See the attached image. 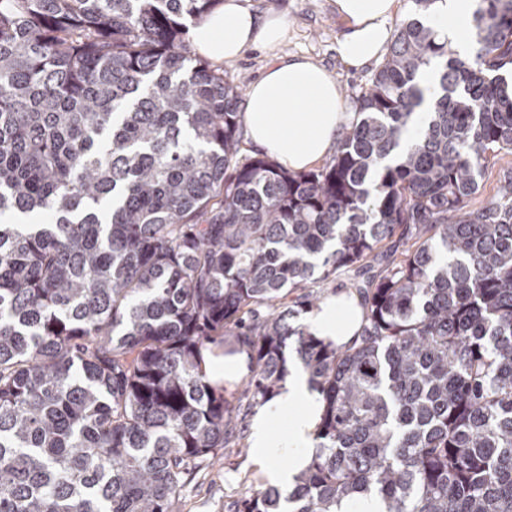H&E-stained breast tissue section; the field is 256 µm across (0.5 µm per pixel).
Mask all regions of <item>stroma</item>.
<instances>
[{"instance_id": "1", "label": "stroma", "mask_w": 512, "mask_h": 512, "mask_svg": "<svg viewBox=\"0 0 512 512\" xmlns=\"http://www.w3.org/2000/svg\"><path fill=\"white\" fill-rule=\"evenodd\" d=\"M247 5L258 13L283 14L287 32L273 48L251 47L237 60L219 62L225 79L241 83L247 91L271 62L306 57L336 76L347 111H355V96L368 87L376 67L370 64L357 70L339 60L336 46L347 24L337 14L334 0H247ZM263 486L252 452L228 448L214 465H202L187 476L180 510L237 512L239 502Z\"/></svg>"}]
</instances>
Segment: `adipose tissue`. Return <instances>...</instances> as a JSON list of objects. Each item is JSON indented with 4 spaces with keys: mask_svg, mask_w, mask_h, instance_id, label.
<instances>
[{
    "mask_svg": "<svg viewBox=\"0 0 512 512\" xmlns=\"http://www.w3.org/2000/svg\"><path fill=\"white\" fill-rule=\"evenodd\" d=\"M337 11L350 22V30L338 42L343 64L360 68L378 59L391 39L396 0H335ZM468 0H437L431 23L441 40L461 47L468 28ZM286 30L283 15H259L242 0H224L192 30L197 50L212 59L233 61L250 47H268L280 41ZM344 101L338 82L324 67L305 57H294L269 67L252 85L245 105L244 124L255 149L292 171L306 170L331 154L343 124ZM361 309L339 296L310 313L314 335L340 343L360 327ZM292 411L287 436L271 437V422ZM321 414L318 394L308 376L290 367L279 392L257 413L251 432L254 464L269 482L286 489L314 451L315 430ZM288 466H280V456Z\"/></svg>",
    "mask_w": 512,
    "mask_h": 512,
    "instance_id": "adipose-tissue-1",
    "label": "adipose tissue"
}]
</instances>
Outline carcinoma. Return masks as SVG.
I'll return each instance as SVG.
<instances>
[{
  "mask_svg": "<svg viewBox=\"0 0 512 512\" xmlns=\"http://www.w3.org/2000/svg\"><path fill=\"white\" fill-rule=\"evenodd\" d=\"M219 2L0 0V512H175L228 446L203 370L226 342L253 402L291 348L323 405L295 485L238 512H512V168L468 209L512 154V0H473L466 58L411 0L300 173L241 158L240 85L190 63ZM351 270L362 327L338 347L299 316ZM512 164V155L501 154L490 160L488 171L483 181L480 193L469 203V209L479 208L491 199L496 190L498 173L502 168Z\"/></svg>",
  "mask_w": 512,
  "mask_h": 512,
  "instance_id": "carcinoma-1",
  "label": "carcinoma"
}]
</instances>
